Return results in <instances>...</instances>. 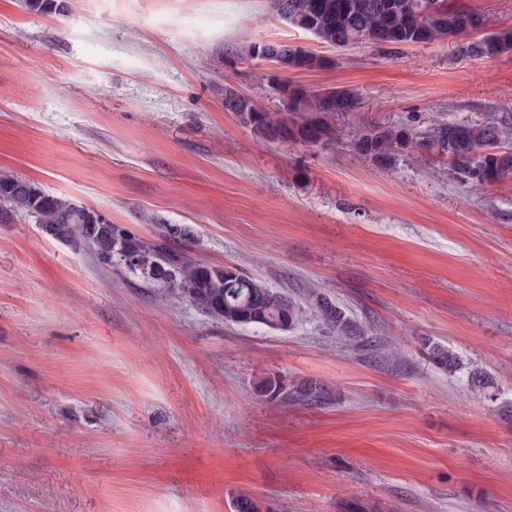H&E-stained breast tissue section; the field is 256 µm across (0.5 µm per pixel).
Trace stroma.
Instances as JSON below:
<instances>
[{
	"instance_id": "1",
	"label": "stroma",
	"mask_w": 512,
	"mask_h": 512,
	"mask_svg": "<svg viewBox=\"0 0 512 512\" xmlns=\"http://www.w3.org/2000/svg\"><path fill=\"white\" fill-rule=\"evenodd\" d=\"M66 5L0 0V171L153 245L158 223L191 225V257L317 286L364 338L310 315L229 327L31 218L0 223V512H232L242 494L261 512H512V179L350 147L373 125L512 122V54L339 53L267 0ZM259 42L334 58L291 78L355 92L329 117L341 141L262 140L225 110L232 90L279 111ZM266 379L321 397L272 401Z\"/></svg>"
}]
</instances>
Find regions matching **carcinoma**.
I'll list each match as a JSON object with an SVG mask.
<instances>
[{
  "instance_id": "cac0c4a2",
  "label": "carcinoma",
  "mask_w": 512,
  "mask_h": 512,
  "mask_svg": "<svg viewBox=\"0 0 512 512\" xmlns=\"http://www.w3.org/2000/svg\"><path fill=\"white\" fill-rule=\"evenodd\" d=\"M40 13H62L60 0H25ZM269 11L289 26L303 30L319 42L348 49L359 44L406 46L431 44L445 38L460 41L459 51L478 59L512 54V29L480 33L481 15L452 0H268ZM480 36H475V33ZM291 71L327 69L331 59L303 47L279 44ZM278 89L283 99V118L251 109L238 112L243 124L267 141L316 145L338 140L328 122L335 112H352L357 105L346 89L308 90L281 75ZM354 152L383 168L433 151L448 158L450 171L465 183L484 185L512 178V124L439 122L422 133L402 125L370 127L353 141ZM16 215L30 216L47 235L75 247L91 250L98 261L112 265V250L121 246L129 257L127 267L162 298L187 303L226 325H254L271 331H288L304 316L305 307L286 292L274 291L236 265H213L166 246L194 240L185 224H159L164 244L151 246L113 224L97 212L66 198L44 192L36 183L0 173V221ZM310 310L329 329L359 343L364 330L345 312L312 288ZM430 359L452 371L458 358L439 344L430 346ZM260 391L271 400H288V392L276 380L261 383Z\"/></svg>"
}]
</instances>
